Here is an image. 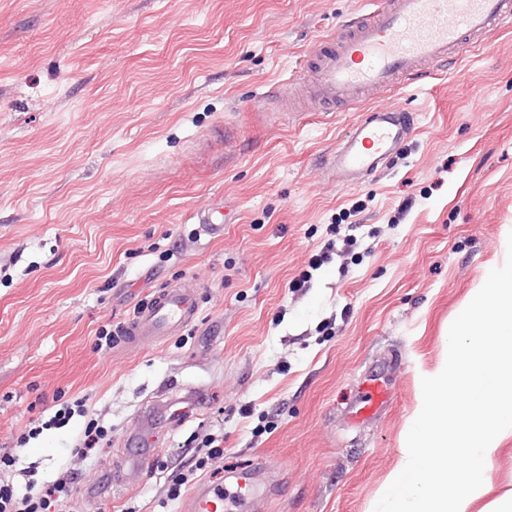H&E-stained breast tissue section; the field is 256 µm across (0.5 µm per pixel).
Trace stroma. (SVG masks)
Instances as JSON below:
<instances>
[{
	"mask_svg": "<svg viewBox=\"0 0 512 512\" xmlns=\"http://www.w3.org/2000/svg\"><path fill=\"white\" fill-rule=\"evenodd\" d=\"M369 10L0 0V454L15 459L0 479L76 473L60 512H184L247 468L246 512H372L451 320L512 258V28L430 77L296 112L289 80ZM380 105L416 111L414 133L346 187L331 158ZM211 207L228 217L216 239L193 222ZM171 284L196 289L191 323L96 350L101 326ZM367 375L391 399L353 427L345 407ZM181 397L198 402L182 422L143 419ZM78 400L84 413L51 424ZM92 419L112 438L85 461L71 450ZM146 426L153 465L140 469L129 459ZM210 440L223 456L191 470Z\"/></svg>",
	"mask_w": 512,
	"mask_h": 512,
	"instance_id": "1",
	"label": "stroma"
}]
</instances>
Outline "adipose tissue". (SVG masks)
<instances>
[{"instance_id": "adipose-tissue-1", "label": "adipose tissue", "mask_w": 512, "mask_h": 512, "mask_svg": "<svg viewBox=\"0 0 512 512\" xmlns=\"http://www.w3.org/2000/svg\"><path fill=\"white\" fill-rule=\"evenodd\" d=\"M420 422L382 488L383 512H512V486L501 488L494 469L512 439L511 265L471 290L423 393Z\"/></svg>"}]
</instances>
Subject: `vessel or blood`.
Wrapping results in <instances>:
<instances>
[{"label": "vessel or blood", "instance_id": "vessel-or-blood-1", "mask_svg": "<svg viewBox=\"0 0 512 512\" xmlns=\"http://www.w3.org/2000/svg\"><path fill=\"white\" fill-rule=\"evenodd\" d=\"M512 25V0H378L373 13L345 21L336 36L319 42L297 86L313 104L345 106L377 89L424 75L428 68L463 54ZM414 132L410 110L367 109L332 157L338 179L356 187L373 177ZM199 310L194 290L171 286L142 307L129 328L131 338H163L191 322ZM354 422L373 418L391 396L379 377L363 380ZM244 492L203 488L191 496L188 512H243Z\"/></svg>", "mask_w": 512, "mask_h": 512}]
</instances>
